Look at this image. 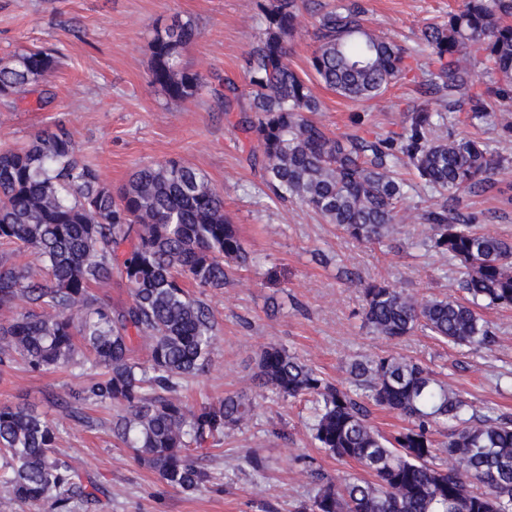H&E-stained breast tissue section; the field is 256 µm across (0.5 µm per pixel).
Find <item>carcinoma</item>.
Segmentation results:
<instances>
[{"label": "carcinoma", "mask_w": 512, "mask_h": 512, "mask_svg": "<svg viewBox=\"0 0 512 512\" xmlns=\"http://www.w3.org/2000/svg\"><path fill=\"white\" fill-rule=\"evenodd\" d=\"M310 0H264L265 28L244 65L249 102L222 79L224 111L256 138L249 161L260 169L270 198L295 201L351 240H395L420 187L437 199L418 214L426 245L456 262L458 298L419 300L390 281L361 284L364 321L371 332L399 342L420 330L473 351L495 342L478 312L512 307V239L477 229L492 214L464 211L465 195L495 194L512 204L503 178L506 159L479 137L448 129L466 113L476 130L489 126L512 140V0H461L447 19L420 31L435 67L423 71L422 102H409L400 129L372 137L354 129L333 135L312 116L321 102L310 81L287 62L288 44ZM362 0H336L315 13L310 59L316 80L363 103L382 96L410 71L406 50L370 29ZM198 35L176 20L156 32L151 82L186 100L205 86L197 71L178 68ZM60 64L57 53L28 48L0 62V99L37 94L30 86ZM487 80L476 87L473 71ZM411 175L407 179L404 174ZM0 245L30 251L18 263L0 253V367L31 373L77 367L83 386L56 400L60 420L87 428L97 422L87 404L112 406V438L181 493L210 486L212 476L193 451L246 425L255 410L246 394H227L188 406L183 384L212 365L218 323L192 296L219 289L252 257L224 214V198L198 170L178 161L144 165L112 193L100 174L79 161L62 128L22 145L0 143ZM118 276L130 290L119 309L91 286ZM147 342L148 359L134 356ZM258 386L284 399L315 403L312 437L367 476L333 482L312 473L316 495L299 512H512V418L478 415L447 381L405 358L354 360L344 384H333L288 348L269 343L256 358ZM394 411L407 425L385 436L369 421L367 403ZM448 432L443 448L433 432ZM58 428L32 406L0 404V512L20 501L33 512H84L101 489L83 479L56 445ZM446 456L438 464L437 453Z\"/></svg>", "instance_id": "cac0c4a2"}]
</instances>
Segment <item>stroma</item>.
<instances>
[{
	"instance_id": "1",
	"label": "stroma",
	"mask_w": 512,
	"mask_h": 512,
	"mask_svg": "<svg viewBox=\"0 0 512 512\" xmlns=\"http://www.w3.org/2000/svg\"><path fill=\"white\" fill-rule=\"evenodd\" d=\"M261 0H0V59L33 47L58 51L61 66L41 88L53 99L37 108L33 99L17 108L0 104V142L23 143L62 125L80 159L120 188L141 166L175 159L203 173L224 197V210L254 257L234 270L224 288L203 299L218 321L213 364L187 383L185 403L197 405L237 392H256L253 376L261 345H285L327 380L346 378L353 359L391 356L417 360L447 376L477 411L512 416V308L483 310L497 334L478 353L452 347L423 333L399 342L373 335L361 316L354 279L386 278L419 298L455 294L456 266L422 247L425 225H404L390 246L369 247L349 239L336 225L293 202L272 201L248 155L253 144L235 128L208 90L196 98H169L151 82L152 40L173 20L192 22L197 40L182 52L183 68L243 82L244 59L261 35ZM371 29L408 50L414 69L431 60L418 36L425 22L446 18L459 0H364ZM322 103L316 119L336 135L361 117L367 131L396 129L407 102L420 95L403 81L380 98L357 104L314 85ZM74 368L42 374L0 368V404L36 405L48 419L52 401L79 387ZM253 418L229 431L204 452L214 478L211 489L184 494L167 487L127 449L114 444L108 424L113 411L89 407L99 427L75 422L59 432L57 449L105 496L87 512H296L318 485L314 473L332 480L362 474L318 448L311 436L309 401L289 402L259 393ZM264 461L257 470L251 453Z\"/></svg>"
}]
</instances>
